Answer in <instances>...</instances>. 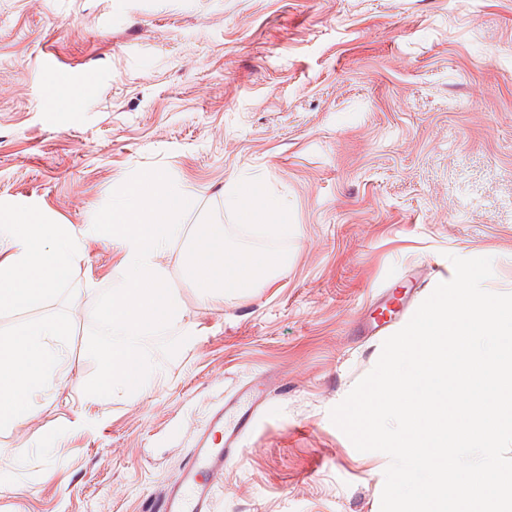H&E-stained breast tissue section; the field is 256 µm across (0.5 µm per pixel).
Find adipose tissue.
<instances>
[{
    "instance_id": "1",
    "label": "adipose tissue",
    "mask_w": 512,
    "mask_h": 512,
    "mask_svg": "<svg viewBox=\"0 0 512 512\" xmlns=\"http://www.w3.org/2000/svg\"><path fill=\"white\" fill-rule=\"evenodd\" d=\"M238 192L230 199L245 224L268 223L278 234L288 233L284 208L268 195L254 178H241ZM282 262L279 254L266 250H244L229 246L220 224H200L181 262V276L206 301H223L226 292L241 293L256 286L261 275L275 270Z\"/></svg>"
}]
</instances>
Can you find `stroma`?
<instances>
[{
    "label": "stroma",
    "instance_id": "obj_1",
    "mask_svg": "<svg viewBox=\"0 0 512 512\" xmlns=\"http://www.w3.org/2000/svg\"><path fill=\"white\" fill-rule=\"evenodd\" d=\"M83 92L57 113L55 71ZM162 169L200 199L186 236L284 256L271 286L201 299L164 258L186 344L142 391L82 407L92 310L114 273L89 241L73 266L68 373L0 448V512H140L176 476L212 408L268 381L269 402L213 512H381V452L330 411L375 366L384 300L399 331L451 256L492 258L512 293V0H0V202L92 223L112 191ZM262 180L294 229L270 236L229 205Z\"/></svg>",
    "mask_w": 512,
    "mask_h": 512
}]
</instances>
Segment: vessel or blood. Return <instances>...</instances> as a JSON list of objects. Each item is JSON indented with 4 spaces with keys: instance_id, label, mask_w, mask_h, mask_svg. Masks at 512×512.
I'll use <instances>...</instances> for the list:
<instances>
[{
    "instance_id": "b4317fda",
    "label": "vessel or blood",
    "mask_w": 512,
    "mask_h": 512,
    "mask_svg": "<svg viewBox=\"0 0 512 512\" xmlns=\"http://www.w3.org/2000/svg\"><path fill=\"white\" fill-rule=\"evenodd\" d=\"M266 401V392L251 385L213 408L176 479L146 504L145 512H212L216 485L238 456Z\"/></svg>"
}]
</instances>
